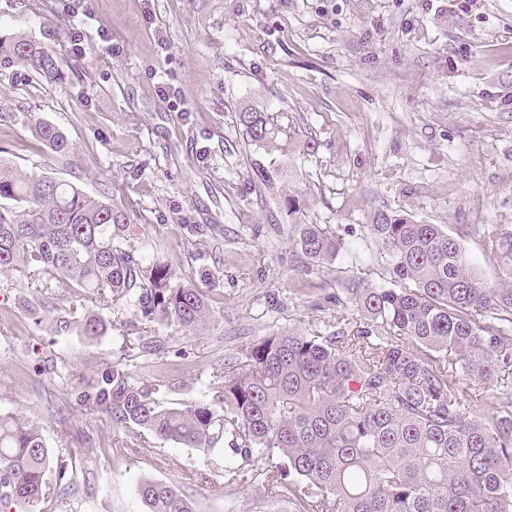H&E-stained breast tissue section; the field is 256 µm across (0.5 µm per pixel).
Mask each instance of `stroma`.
Wrapping results in <instances>:
<instances>
[{
    "instance_id": "obj_1",
    "label": "stroma",
    "mask_w": 512,
    "mask_h": 512,
    "mask_svg": "<svg viewBox=\"0 0 512 512\" xmlns=\"http://www.w3.org/2000/svg\"><path fill=\"white\" fill-rule=\"evenodd\" d=\"M75 45L68 0H0V36L60 53V79L0 67V160L108 194L138 224L132 246L196 281L210 313L196 329L157 326L159 347L126 300L92 308L111 323L96 340L54 332L56 308H24L26 274L0 275V413L38 422L53 454L87 453L86 474L37 512H144L143 478L174 482L196 512H299L223 457L113 429L74 389L108 367L160 382L170 399L214 402L224 373L259 338L327 334L359 317L333 301L336 271L382 284L380 214L444 225L488 280L499 268L484 229L512 225V0H87ZM254 106L313 153L278 155L283 175L254 183L236 112ZM58 127L61 156L32 120ZM343 243L336 260L299 273L301 251L282 206ZM201 232H194V225ZM328 301L311 305V289ZM31 130L37 142L51 151L59 155H66L70 152V144L66 136L56 126L36 120L31 124Z\"/></svg>"
}]
</instances>
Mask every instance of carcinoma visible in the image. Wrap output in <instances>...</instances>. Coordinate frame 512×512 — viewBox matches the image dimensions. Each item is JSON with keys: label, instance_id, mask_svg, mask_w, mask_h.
I'll return each mask as SVG.
<instances>
[{"label": "carcinoma", "instance_id": "carcinoma-1", "mask_svg": "<svg viewBox=\"0 0 512 512\" xmlns=\"http://www.w3.org/2000/svg\"><path fill=\"white\" fill-rule=\"evenodd\" d=\"M2 62L46 80L61 71L55 50L24 36L0 38ZM237 122L267 155L253 160L255 176L273 183L274 153L291 134L263 109L245 108ZM31 130L51 151L70 152L56 126L37 120ZM282 205L302 266L335 260L339 238L305 223L294 197ZM371 231L385 245L390 281L347 280L358 326L261 338L224 374L218 405L166 401L165 385H136L116 367L77 390L76 403L115 428L207 453L229 434L243 461L274 460L264 482L302 512H512V227L495 224L484 235L498 281L470 267L440 224L383 214ZM135 235L129 211L111 197L0 163V274L25 269L90 299L127 297L147 328L205 322L203 288L166 264L143 265L130 244ZM76 322L91 338L110 327L68 311L56 326ZM474 386L484 393L477 413L468 410ZM83 460L80 452L52 458L39 424L0 413V507L34 512L77 482ZM139 494L145 512H196L175 483L146 478Z\"/></svg>", "mask_w": 512, "mask_h": 512}]
</instances>
